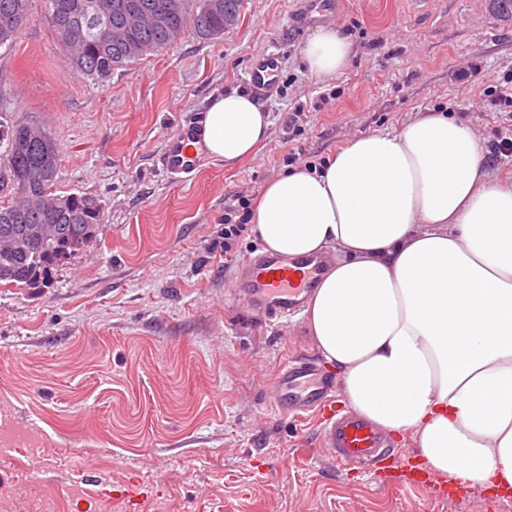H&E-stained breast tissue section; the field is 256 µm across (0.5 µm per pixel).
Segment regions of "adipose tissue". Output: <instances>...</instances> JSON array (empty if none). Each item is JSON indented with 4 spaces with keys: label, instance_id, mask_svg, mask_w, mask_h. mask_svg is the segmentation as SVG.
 Here are the masks:
<instances>
[{
    "label": "adipose tissue",
    "instance_id": "ef3b65f1",
    "mask_svg": "<svg viewBox=\"0 0 512 512\" xmlns=\"http://www.w3.org/2000/svg\"><path fill=\"white\" fill-rule=\"evenodd\" d=\"M351 54L330 28L304 49L333 77ZM268 112L229 90L206 109L210 155L235 165ZM266 250L339 258L304 311L349 407L409 434L450 481L512 495V185L493 181L470 126L432 112L351 141L322 171L272 177L250 214Z\"/></svg>",
    "mask_w": 512,
    "mask_h": 512
}]
</instances>
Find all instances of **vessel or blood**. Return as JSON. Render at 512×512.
Segmentation results:
<instances>
[{
    "label": "vessel or blood",
    "instance_id": "vessel-or-blood-1",
    "mask_svg": "<svg viewBox=\"0 0 512 512\" xmlns=\"http://www.w3.org/2000/svg\"><path fill=\"white\" fill-rule=\"evenodd\" d=\"M279 68L277 56L255 55L248 69L251 89L262 94L273 88ZM202 124V114L193 113L167 139L160 162L172 177H189L205 161L208 151L201 137ZM332 263V256L326 252L296 258L260 252L239 262L236 294L255 316L286 317L304 307ZM333 390L331 377L319 372L310 361L294 360L276 378L274 405L286 414L310 409L322 411L324 426L320 445L339 463L358 468L394 464L396 458L389 453L380 431L352 413L333 408L330 402Z\"/></svg>",
    "mask_w": 512,
    "mask_h": 512
}]
</instances>
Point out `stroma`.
Segmentation results:
<instances>
[{
    "instance_id": "obj_1",
    "label": "stroma",
    "mask_w": 512,
    "mask_h": 512,
    "mask_svg": "<svg viewBox=\"0 0 512 512\" xmlns=\"http://www.w3.org/2000/svg\"><path fill=\"white\" fill-rule=\"evenodd\" d=\"M242 0L238 25L185 37L95 85L73 73L41 6L0 46V108L42 125L61 149L57 193L104 205L96 237L46 288L0 285V512H512V498L397 470L370 480L318 448V418L274 410L275 379L314 355L304 317L266 322L229 298L255 234L224 246V216L257 201L290 147L328 158L356 136L444 112L482 143L508 122L512 12L494 0ZM321 28L352 55L329 79L303 51ZM260 52L281 58L257 102L269 135L237 166L210 158L169 177L164 143L211 96L248 90ZM478 72L458 78L462 62ZM299 113L288 128V113Z\"/></svg>"
}]
</instances>
